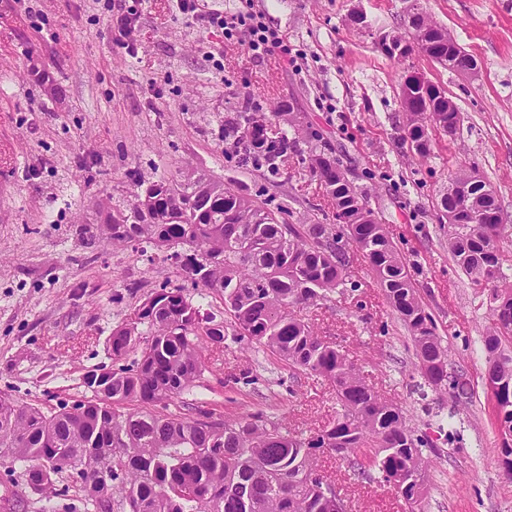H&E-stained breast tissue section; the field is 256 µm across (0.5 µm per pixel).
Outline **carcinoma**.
<instances>
[{
	"label": "carcinoma",
	"mask_w": 512,
	"mask_h": 512,
	"mask_svg": "<svg viewBox=\"0 0 512 512\" xmlns=\"http://www.w3.org/2000/svg\"><path fill=\"white\" fill-rule=\"evenodd\" d=\"M424 29L459 72L477 65L468 53L448 55V29L422 8L407 13L400 39ZM449 98L416 107L404 102L406 138L416 153H430V130L459 117ZM288 113L294 136L269 138L263 117L239 112L221 121L223 138L243 147L257 167L276 172L297 151L302 132ZM310 167L336 209L334 224H286L255 205L241 186L200 177L160 176L146 182L133 173V200L110 205L103 223L80 227V245L121 249L147 242L167 253L195 288L217 295L231 334L261 347L288 366L321 377L336 388L340 410L330 426L307 437L258 412L246 417L200 410L185 413L184 396L211 371L208 345L224 343V326L202 315L185 288H162L112 330V365L82 374L88 393L71 407L43 411L0 393V467L21 490L63 503L64 512H334L320 485L327 480L320 449L341 448L361 475L375 472L399 494L428 491L429 458L436 444L415 435L403 411L383 400L360 369L324 340L297 309L316 304L345 284L348 247L362 253L387 302L408 327L417 367L434 389L458 403L471 397L464 374L452 369L449 344L438 335L386 226L356 208L365 200L336 167L338 160L310 146ZM448 181L437 206L452 212ZM475 214L499 211L495 195L476 191ZM503 224H450L448 250L474 286L487 291L489 324L481 337L485 381L497 385L498 456L512 458V278L503 272L498 240ZM455 414L438 428L449 444L464 438ZM79 492L69 502L70 489Z\"/></svg>",
	"instance_id": "obj_1"
}]
</instances>
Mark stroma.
Here are the masks:
<instances>
[{
  "label": "stroma",
  "mask_w": 512,
  "mask_h": 512,
  "mask_svg": "<svg viewBox=\"0 0 512 512\" xmlns=\"http://www.w3.org/2000/svg\"><path fill=\"white\" fill-rule=\"evenodd\" d=\"M420 3L476 58L477 76L419 52L395 60L382 51L375 30L401 28L410 0H254L295 54L293 65L257 59L247 39L186 28L171 0H145L135 59L116 45L96 0H0V392L47 410L74 404L82 374L111 364L114 326L161 287L183 285L153 248L91 251L77 243L78 225L98 223L99 199L130 198V172L181 180L203 173L243 184L286 223H333L306 144L272 174L226 152L220 139L219 119L243 110L265 115L270 132L287 129L274 109L288 103L386 224L473 392L457 405L425 382L407 327L362 255L351 252L345 285L304 316L430 438L456 410L467 450L442 448L418 506L323 455L347 512H512V478L498 464L484 389V296L449 254L436 211L449 176L476 167L506 216L499 257L512 275V0ZM359 12L370 28L354 22ZM35 66L51 72V84L33 81ZM409 71L445 89L461 118L454 134L433 132L425 158L405 137L400 87ZM208 356L213 370L190 395L196 408L261 412L307 434L336 418L335 393L322 378L229 339ZM245 371L251 383L228 382Z\"/></svg>",
  "instance_id": "1"
}]
</instances>
